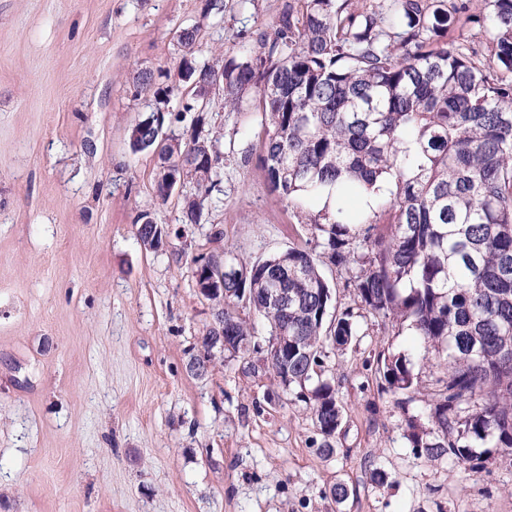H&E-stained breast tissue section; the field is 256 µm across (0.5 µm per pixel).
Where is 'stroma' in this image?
Here are the masks:
<instances>
[{"mask_svg": "<svg viewBox=\"0 0 512 512\" xmlns=\"http://www.w3.org/2000/svg\"><path fill=\"white\" fill-rule=\"evenodd\" d=\"M285 2L226 0L204 54L256 47ZM198 21L199 0H0V512H512L511 456L472 474L408 448L421 403L396 405L377 356L407 355L427 387L440 358L359 308L329 262L333 305L359 325L326 350L344 411L332 455L268 368L224 352L190 371L214 319L194 257L252 262L312 238L221 100L224 181L201 223H184L182 196L157 197L153 152H132L136 120L179 103L138 93V72L175 73L177 34ZM141 211L164 226L161 250L140 245Z\"/></svg>", "mask_w": 512, "mask_h": 512, "instance_id": "obj_1", "label": "stroma"}]
</instances>
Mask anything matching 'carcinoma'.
Segmentation results:
<instances>
[{"instance_id": "obj_1", "label": "carcinoma", "mask_w": 512, "mask_h": 512, "mask_svg": "<svg viewBox=\"0 0 512 512\" xmlns=\"http://www.w3.org/2000/svg\"><path fill=\"white\" fill-rule=\"evenodd\" d=\"M224 0H201V23L178 41V76L137 88L156 97L193 86L173 115L189 127L160 144L165 115L132 129V149H160L158 191L172 174L193 176L183 223L198 224L224 178L222 137L206 131L201 108L215 69L228 112L252 99L261 115L259 162L270 191L311 226L314 248L348 274L359 305L408 324L422 348L445 353L426 423L408 420L414 455L478 473L495 448L512 456V0H288L273 34L239 57L209 60L199 48L206 23L224 21ZM387 193L351 211L376 183ZM334 202L317 208L321 199ZM288 291V307L272 289ZM331 288L316 257L290 247L253 263L224 259V335L230 353L258 351L234 304L245 299L288 348L270 358L288 371V393L309 406L333 454L343 408L322 377L324 348L357 341L353 313L328 316ZM218 329L194 362L219 350ZM384 391L408 403L421 378L404 354L378 356Z\"/></svg>"}]
</instances>
